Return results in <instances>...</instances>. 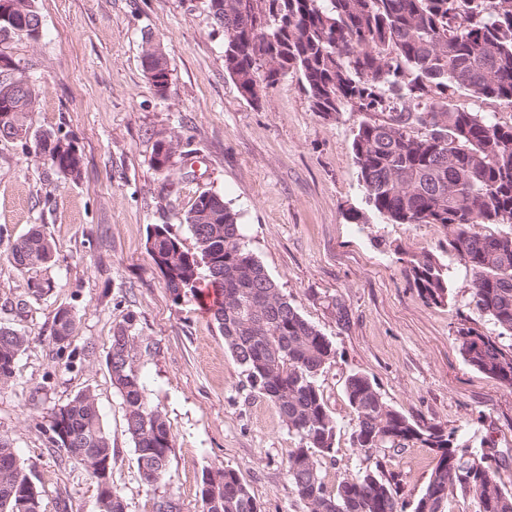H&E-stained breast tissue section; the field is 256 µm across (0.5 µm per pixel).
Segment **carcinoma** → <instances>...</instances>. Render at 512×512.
<instances>
[{
  "mask_svg": "<svg viewBox=\"0 0 512 512\" xmlns=\"http://www.w3.org/2000/svg\"><path fill=\"white\" fill-rule=\"evenodd\" d=\"M16 2L25 16L15 27L0 26L1 35L40 22L34 0ZM216 24L224 29V69L244 98H254V83L271 86L296 71L316 113L331 115L346 105L391 111L385 120L361 121L353 139L368 203L392 224L450 229L448 251L472 270L474 302L498 328L495 336L459 328L463 357L512 388V344L500 342L512 337V126L446 102L448 89L457 88L512 106V0H224V19ZM142 65L157 71L154 87L169 82L168 59L152 38L142 47ZM16 79L26 83L27 96L10 124L13 140L63 176L79 178L82 156L68 138L32 130L35 90L23 73ZM166 143L157 140L153 153L159 172L172 158ZM238 219L224 197L203 192L185 217L195 249L185 248L167 224L152 225L147 248L176 302L195 293L200 270L207 272L225 345L250 390L274 402L298 438L288 453V477L307 512H445L449 490L471 500L474 512H512V490L493 465L499 450L470 451L457 430L410 420L358 372L348 376L345 394L355 415L350 447L363 453V466L336 489L326 486L322 464L336 462L338 423L316 377L335 348L250 252ZM490 225L501 231H477ZM10 256L31 295L54 288L42 275L53 245L39 230L14 243ZM407 265L426 304L447 303V265L428 250L411 255ZM75 328L72 311L58 308L51 336L58 350L70 346ZM26 343V336L0 326V383L12 378ZM151 350L128 313L113 329L106 364L123 399L141 481L155 487L166 476L172 436L135 369ZM49 432L54 447L90 448L101 461L114 455L90 392L57 408ZM410 445L429 449L436 464L421 494L406 504L385 476L380 453ZM26 476L12 443L0 437V512H20V500L25 512H39V492L25 484ZM200 501L201 512H260L229 467L203 476Z\"/></svg>",
  "mask_w": 512,
  "mask_h": 512,
  "instance_id": "cac0c4a2",
  "label": "carcinoma"
}]
</instances>
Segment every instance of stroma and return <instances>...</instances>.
Wrapping results in <instances>:
<instances>
[{
	"instance_id": "obj_1",
	"label": "stroma",
	"mask_w": 512,
	"mask_h": 512,
	"mask_svg": "<svg viewBox=\"0 0 512 512\" xmlns=\"http://www.w3.org/2000/svg\"><path fill=\"white\" fill-rule=\"evenodd\" d=\"M209 0H35L39 39L0 36L38 94L34 128L71 139L82 154L72 181L19 143L0 141V325L29 339L12 378L0 384V435L9 438L40 493V512H99L88 467L48 442L54 410L81 391L96 398L115 454L111 481L125 512H152L158 496L200 512L205 473L235 469L261 512H306L286 474L297 438L277 406L251 393L211 312L207 284L173 300L146 246L153 224L169 225L187 249L184 216L204 191L239 214L248 249L309 323L328 336L334 358L317 381L340 428L336 486L357 474L347 377L367 376L410 419L457 430L471 450L501 449L500 481L512 489V389L470 366L460 327L494 333L473 301V273L448 250L438 224H391L366 211L352 152L364 115L347 106L313 112L291 73L242 97L224 69V30ZM160 40L171 77L158 93L141 64L145 36ZM174 140L170 168L152 165L155 143ZM174 207H166V200ZM54 244L46 271L55 286L36 297L10 260L32 230ZM431 251L448 265V302L429 305L406 272L408 255ZM76 317L72 355L51 341L53 316ZM347 313L336 320L337 308ZM134 314L156 351L136 366L149 402L173 437L165 480L145 486L126 432L124 404L105 358L115 325ZM435 466L429 449L387 454L402 500L414 501Z\"/></svg>"
}]
</instances>
